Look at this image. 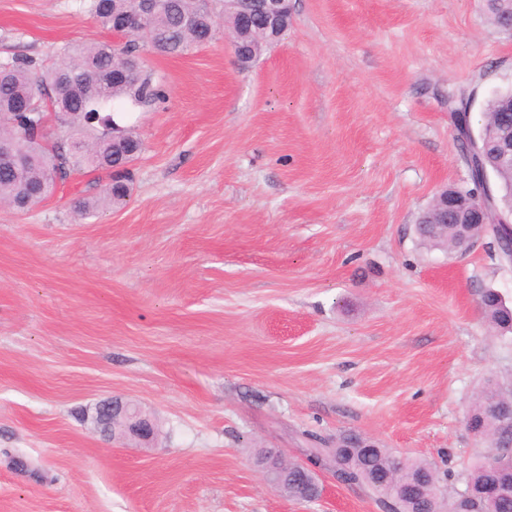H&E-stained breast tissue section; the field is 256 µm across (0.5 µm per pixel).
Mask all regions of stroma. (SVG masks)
Segmentation results:
<instances>
[{
  "mask_svg": "<svg viewBox=\"0 0 512 512\" xmlns=\"http://www.w3.org/2000/svg\"><path fill=\"white\" fill-rule=\"evenodd\" d=\"M248 68L230 38L147 53L164 100L129 113L143 148L123 203L74 174L28 211L0 207V512H384L320 470L288 498L255 459L356 434L434 464L447 499L490 443L466 426L512 382L484 289L512 305V263L459 256L417 220L472 182L448 98L512 89V29L487 0H292ZM92 0H0V59L109 42ZM137 404L150 443L92 418Z\"/></svg>",
  "mask_w": 512,
  "mask_h": 512,
  "instance_id": "1",
  "label": "stroma"
}]
</instances>
